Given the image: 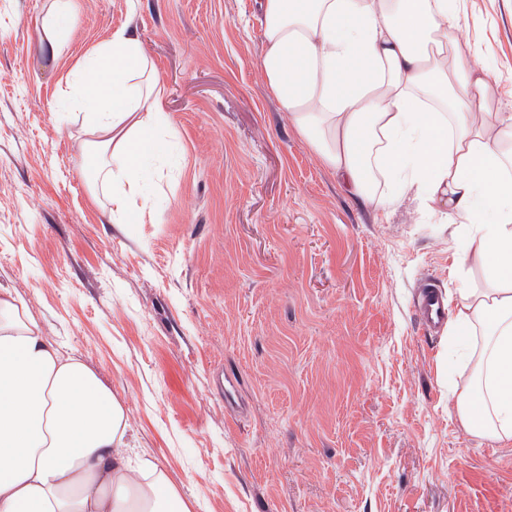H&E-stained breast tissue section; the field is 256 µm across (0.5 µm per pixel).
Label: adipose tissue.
Listing matches in <instances>:
<instances>
[{"label": "adipose tissue", "instance_id": "adipose-tissue-1", "mask_svg": "<svg viewBox=\"0 0 512 512\" xmlns=\"http://www.w3.org/2000/svg\"><path fill=\"white\" fill-rule=\"evenodd\" d=\"M464 0H262L269 92L345 190L387 210L406 192L456 225L482 284L448 297L457 418L512 442V112L474 41ZM82 149L112 187L111 215L140 219L167 116L137 39L116 31L71 91ZM122 402L0 289V512H191L155 463L133 464Z\"/></svg>", "mask_w": 512, "mask_h": 512}]
</instances>
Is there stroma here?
<instances>
[{
    "instance_id": "obj_1",
    "label": "stroma",
    "mask_w": 512,
    "mask_h": 512,
    "mask_svg": "<svg viewBox=\"0 0 512 512\" xmlns=\"http://www.w3.org/2000/svg\"><path fill=\"white\" fill-rule=\"evenodd\" d=\"M0 0V289L123 401L129 443L193 512H512V444L468 434L427 285L461 242L410 197L350 196L266 88L258 0ZM463 39L512 88V0H465ZM132 30L171 129L140 224H115L80 61ZM235 375L242 416L215 373ZM72 0H54L49 12L43 18V31L49 41L61 42L73 12Z\"/></svg>"
}]
</instances>
